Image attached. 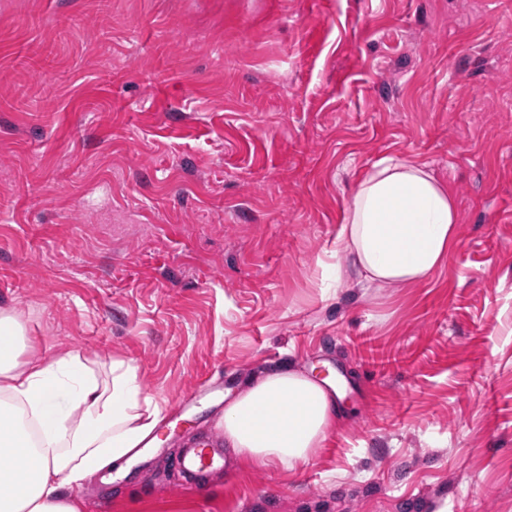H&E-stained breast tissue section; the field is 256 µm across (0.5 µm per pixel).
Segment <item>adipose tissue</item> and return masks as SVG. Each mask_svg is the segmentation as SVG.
<instances>
[{
    "instance_id": "adipose-tissue-1",
    "label": "adipose tissue",
    "mask_w": 512,
    "mask_h": 512,
    "mask_svg": "<svg viewBox=\"0 0 512 512\" xmlns=\"http://www.w3.org/2000/svg\"><path fill=\"white\" fill-rule=\"evenodd\" d=\"M455 200L426 165L385 157L358 182L339 240L365 288L442 268L457 240ZM24 324L0 308V512H84L78 486L156 442L159 402L130 360L69 351L27 357ZM342 412L329 380L275 368L224 408V443L244 461L307 462Z\"/></svg>"
}]
</instances>
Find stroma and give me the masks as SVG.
<instances>
[{
	"label": "stroma",
	"mask_w": 512,
	"mask_h": 512,
	"mask_svg": "<svg viewBox=\"0 0 512 512\" xmlns=\"http://www.w3.org/2000/svg\"><path fill=\"white\" fill-rule=\"evenodd\" d=\"M386 156L451 188L455 246L324 290ZM1 306L164 407L96 512H512V0H0ZM285 363L345 377L343 426L187 490L185 444Z\"/></svg>",
	"instance_id": "obj_1"
}]
</instances>
